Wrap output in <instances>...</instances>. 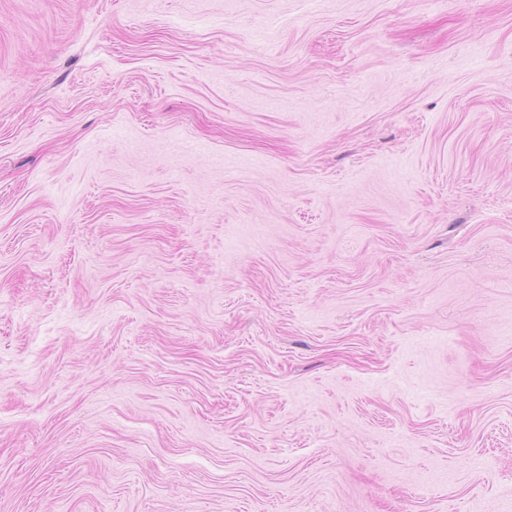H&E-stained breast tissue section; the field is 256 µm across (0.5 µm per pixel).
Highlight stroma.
<instances>
[{
  "label": "stroma",
  "mask_w": 512,
  "mask_h": 512,
  "mask_svg": "<svg viewBox=\"0 0 512 512\" xmlns=\"http://www.w3.org/2000/svg\"><path fill=\"white\" fill-rule=\"evenodd\" d=\"M0 512H512V0H0Z\"/></svg>",
  "instance_id": "obj_1"
}]
</instances>
